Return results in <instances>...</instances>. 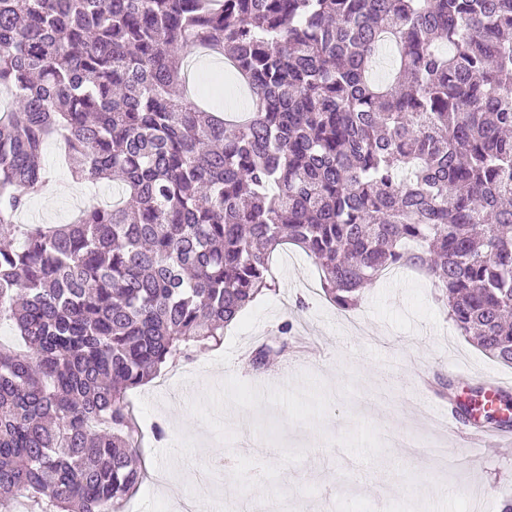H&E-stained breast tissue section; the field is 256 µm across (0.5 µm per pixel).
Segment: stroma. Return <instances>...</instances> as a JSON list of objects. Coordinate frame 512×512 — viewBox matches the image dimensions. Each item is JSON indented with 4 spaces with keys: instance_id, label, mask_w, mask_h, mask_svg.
I'll list each match as a JSON object with an SVG mask.
<instances>
[{
    "instance_id": "stroma-1",
    "label": "stroma",
    "mask_w": 512,
    "mask_h": 512,
    "mask_svg": "<svg viewBox=\"0 0 512 512\" xmlns=\"http://www.w3.org/2000/svg\"><path fill=\"white\" fill-rule=\"evenodd\" d=\"M44 160L57 188L31 199L22 221L70 223L84 201L70 191L58 143ZM273 272L277 292L225 328L220 346L199 347L166 368L163 383L132 390L146 433L140 454L163 480L141 484L122 512H188L199 482L207 512H255L264 500L277 512L298 500L306 512H502L512 502V443L472 445L427 415L470 396L480 377L512 378V367L460 335L431 278L399 269L343 311L300 248L282 246ZM286 321L300 340L254 370L252 350ZM158 423L161 440L150 434ZM227 449L233 480L213 483V458Z\"/></svg>"
}]
</instances>
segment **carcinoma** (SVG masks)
<instances>
[{
  "label": "carcinoma",
  "mask_w": 512,
  "mask_h": 512,
  "mask_svg": "<svg viewBox=\"0 0 512 512\" xmlns=\"http://www.w3.org/2000/svg\"><path fill=\"white\" fill-rule=\"evenodd\" d=\"M201 50L244 120L176 94ZM3 87L0 320L26 347L0 344L3 512H119L144 475L129 392L220 344L285 243L345 310L423 270L512 365V0H0ZM53 138L131 203L17 223Z\"/></svg>",
  "instance_id": "1"
}]
</instances>
